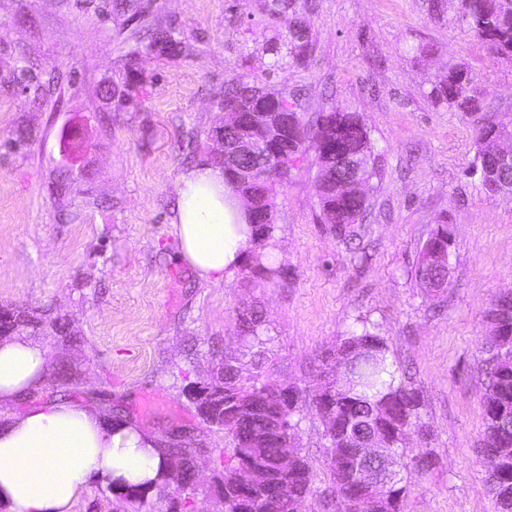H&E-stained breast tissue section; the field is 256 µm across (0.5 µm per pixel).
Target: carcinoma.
Returning a JSON list of instances; mask_svg holds the SVG:
<instances>
[{
  "label": "carcinoma",
  "instance_id": "carcinoma-1",
  "mask_svg": "<svg viewBox=\"0 0 512 512\" xmlns=\"http://www.w3.org/2000/svg\"><path fill=\"white\" fill-rule=\"evenodd\" d=\"M459 18L485 41L496 53L512 54V0H457ZM273 15L287 24L288 57L304 61L312 51L308 32L298 31V0H271ZM147 47L169 55H179L184 46L176 38L174 28L155 26L147 37ZM428 98L445 104L451 112L477 114L483 111L478 92L469 73L457 65L432 82ZM262 107L280 112L291 124L289 135L276 149V159L263 163L269 170L268 180L260 185L251 183L255 175L249 167L224 168L228 184L240 194L249 210L260 209L269 223L251 225L255 249L247 255V266L272 279L283 277L277 267L262 262L263 250L274 237V215L277 187L288 181L291 170L304 155L305 142L314 140L315 164L321 188L318 206L321 222L341 230L353 224L366 211L368 191L377 176L374 145L361 116L342 112L331 106L316 113L312 125L303 123L298 113V99L283 90H276L258 78L249 81L234 79L224 91L222 110L236 108L241 122L232 133L242 140L262 136L252 120V109ZM512 135L511 121H487L476 127L475 155L472 170L480 174V188L489 194L485 171L494 174V182L504 184L506 171L495 164L496 138L493 134ZM357 158L364 165L365 185L352 187L345 170L336 165L338 155ZM448 249V225L439 224L423 244L414 267V277L423 294L430 300L439 299L448 287L439 284L435 253ZM240 327L242 349L224 353L218 363L220 377L201 379L197 384L213 383L224 389V448L217 461L222 467L220 499L224 512H298V506L309 496L328 495L324 512H361L359 502L364 489L358 482L356 467L361 463L378 466L375 456L363 444L372 442L382 431L393 440H400L419 429L421 412L426 406L422 390L408 381L406 370L392 359L386 339L370 331L368 321L360 320L361 329L346 333L334 348L320 359L316 371L322 382L309 396L298 386L282 396L264 389L260 381L270 359L269 334L264 313L259 308L242 309L236 313ZM54 326L62 341L72 343L77 337L64 319L46 318L44 314L17 304L0 306V326H9L16 333L35 330L44 324ZM495 326H488L489 345L485 348V383L481 396L484 422L482 454L496 463V472L486 473L485 482L492 499L507 502V508L497 512H512V324L501 336H494ZM351 374L350 383L335 389L333 375ZM309 406L321 419L323 450L328 463V485L316 486L312 461L296 446L297 424L294 415ZM166 451L179 467L178 488H192L196 449L190 441L172 442ZM250 472L249 483L239 485L238 468ZM399 462L397 475L386 486L373 490V512H406L408 487ZM288 485V496L278 493ZM148 493L134 490L123 500L137 506L138 512H153L147 502Z\"/></svg>",
  "mask_w": 512,
  "mask_h": 512
}]
</instances>
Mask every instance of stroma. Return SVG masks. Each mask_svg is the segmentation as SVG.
<instances>
[{
  "instance_id": "1",
  "label": "stroma",
  "mask_w": 512,
  "mask_h": 512,
  "mask_svg": "<svg viewBox=\"0 0 512 512\" xmlns=\"http://www.w3.org/2000/svg\"><path fill=\"white\" fill-rule=\"evenodd\" d=\"M139 17L111 0H0V304L70 321L30 332L51 377L34 401L66 398L127 418L161 440L188 433L200 453L193 512H222L214 494L224 434L198 417L191 381L235 350L237 310L266 313L272 382L312 391L315 359L364 318L426 399L425 429L406 459L433 450L435 469L408 470V512H494L485 484L481 347L492 299L512 288V197L480 193L470 163L479 120L512 119V55L491 52L457 18V0H314L298 16L314 46L300 64L275 60L287 28L270 0H141ZM175 22L189 49L148 53L131 34ZM425 53H418V46ZM470 71L485 110L431 104L447 64ZM297 93L303 121L334 106L362 115L377 177L363 220L336 232L319 220L314 150L277 198L269 246L285 276L237 273L214 285L181 258L180 176L212 162L208 137L227 83L252 77ZM130 85L142 102H124ZM31 136L19 142L15 132ZM456 238L439 305L412 271L437 225ZM73 375L60 385L57 374ZM322 424L299 417L297 445L325 477Z\"/></svg>"
}]
</instances>
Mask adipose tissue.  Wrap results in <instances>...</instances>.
Here are the masks:
<instances>
[{
	"label": "adipose tissue",
	"mask_w": 512,
	"mask_h": 512,
	"mask_svg": "<svg viewBox=\"0 0 512 512\" xmlns=\"http://www.w3.org/2000/svg\"><path fill=\"white\" fill-rule=\"evenodd\" d=\"M174 232L202 281H229L251 242L246 205L223 170L203 164L178 181ZM47 350L23 334L0 338V512H76L101 484L124 494L170 470L154 434L66 399L31 402L48 378Z\"/></svg>",
	"instance_id": "adipose-tissue-1"
}]
</instances>
